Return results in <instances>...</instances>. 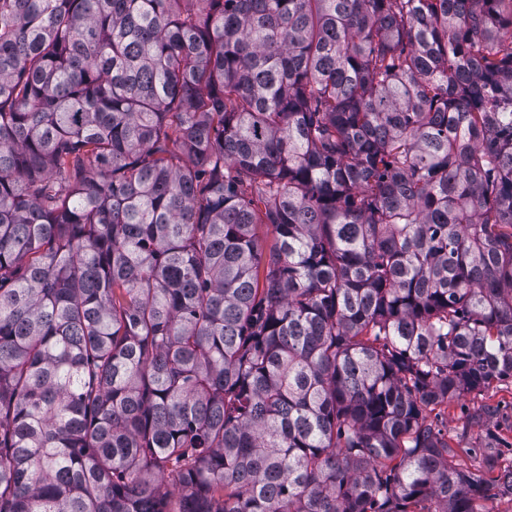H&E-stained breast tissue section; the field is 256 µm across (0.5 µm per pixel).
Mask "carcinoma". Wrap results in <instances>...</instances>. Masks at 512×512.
<instances>
[{"label":"carcinoma","mask_w":512,"mask_h":512,"mask_svg":"<svg viewBox=\"0 0 512 512\" xmlns=\"http://www.w3.org/2000/svg\"><path fill=\"white\" fill-rule=\"evenodd\" d=\"M509 378L512 0H0V512H483ZM495 409L493 415H482L484 406ZM481 415V417H480ZM432 423L459 448H478L476 456L464 457L465 466L473 473L482 472V448H497L504 458L512 459V379L495 383L484 391H472L428 414Z\"/></svg>","instance_id":"1"}]
</instances>
